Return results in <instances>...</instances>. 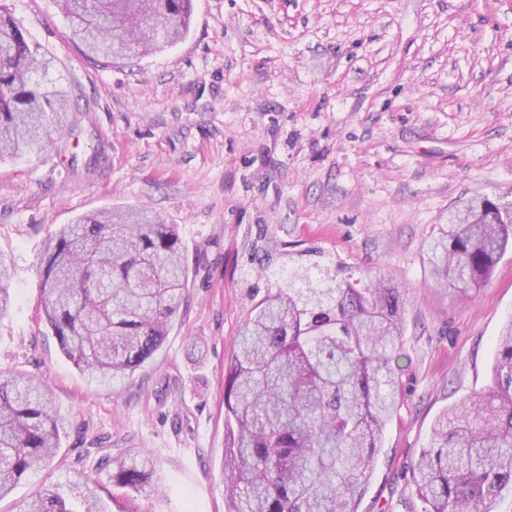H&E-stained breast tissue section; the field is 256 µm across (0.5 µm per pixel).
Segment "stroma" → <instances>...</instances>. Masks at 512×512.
<instances>
[{"instance_id": "obj_1", "label": "stroma", "mask_w": 512, "mask_h": 512, "mask_svg": "<svg viewBox=\"0 0 512 512\" xmlns=\"http://www.w3.org/2000/svg\"><path fill=\"white\" fill-rule=\"evenodd\" d=\"M10 4L78 110L41 157L0 161V369L40 379L69 421L0 512L44 484L80 497L90 462L143 452L140 512H225L228 358L301 267L406 291L399 406L358 507L406 512L435 418L490 386L512 317L511 251L466 293L436 287L423 252L467 199L512 203V0H193L182 41L108 66L69 40L56 0ZM128 207L176 226L190 276L161 349L103 387L62 353L34 263L62 225ZM11 264L10 255L0 250V318L7 313L11 302L10 288H8Z\"/></svg>"}]
</instances>
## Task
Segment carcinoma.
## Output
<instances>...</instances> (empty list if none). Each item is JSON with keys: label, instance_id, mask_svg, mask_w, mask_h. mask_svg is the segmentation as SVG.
<instances>
[{"label": "carcinoma", "instance_id": "1", "mask_svg": "<svg viewBox=\"0 0 512 512\" xmlns=\"http://www.w3.org/2000/svg\"><path fill=\"white\" fill-rule=\"evenodd\" d=\"M71 38L93 60L132 61L175 44L192 0H58ZM48 62L0 0V157L39 156L68 125V95L33 78ZM512 249V207L483 196L426 241L433 282L475 290ZM11 257L0 250V318L11 302ZM40 305L63 354L91 383L129 378L163 345L189 269L173 224L145 210H102L43 241ZM401 287L341 268L329 281L297 270L245 320L224 383L226 512H358L382 435L399 405L392 353L401 342ZM493 385L436 419L412 466L409 512H494L512 492V318L498 339ZM67 427L38 379L0 370V500L51 464ZM112 487L139 493L146 455L105 456ZM23 512H105L93 493L75 507L44 487Z\"/></svg>", "mask_w": 512, "mask_h": 512}]
</instances>
